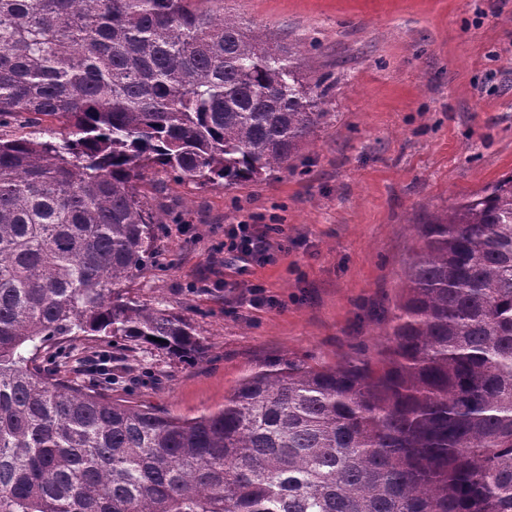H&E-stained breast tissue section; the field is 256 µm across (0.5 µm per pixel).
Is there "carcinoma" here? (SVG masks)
Returning a JSON list of instances; mask_svg holds the SVG:
<instances>
[{
    "label": "carcinoma",
    "instance_id": "1",
    "mask_svg": "<svg viewBox=\"0 0 512 512\" xmlns=\"http://www.w3.org/2000/svg\"><path fill=\"white\" fill-rule=\"evenodd\" d=\"M202 2L0 0V512H512V174L419 225L382 372L284 358L194 418L105 394L114 349L200 348L126 296L164 223L136 182L256 180L332 116ZM67 336L111 341L42 368Z\"/></svg>",
    "mask_w": 512,
    "mask_h": 512
}]
</instances>
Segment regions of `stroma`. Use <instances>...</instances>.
I'll use <instances>...</instances> for the list:
<instances>
[{"label": "stroma", "instance_id": "obj_1", "mask_svg": "<svg viewBox=\"0 0 512 512\" xmlns=\"http://www.w3.org/2000/svg\"><path fill=\"white\" fill-rule=\"evenodd\" d=\"M224 13L330 76L333 117L291 171L226 188L159 171L138 182L170 222L129 295L188 318L202 351L142 345L111 397L183 417L223 408L284 357L382 369L418 225L512 173V0H224ZM241 221L272 225L273 261L226 260L224 227ZM255 284L273 306H250Z\"/></svg>", "mask_w": 512, "mask_h": 512}]
</instances>
